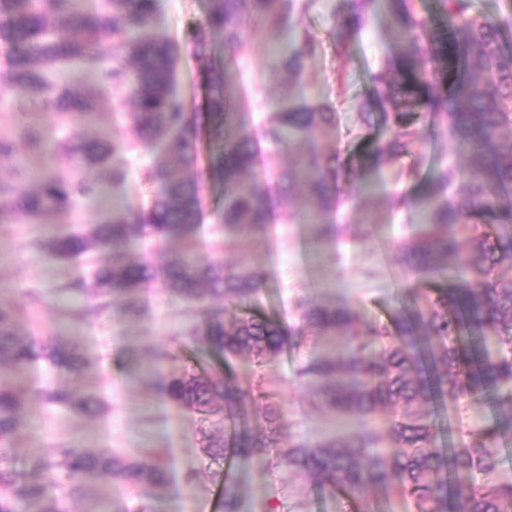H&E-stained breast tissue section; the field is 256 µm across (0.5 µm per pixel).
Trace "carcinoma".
Returning <instances> with one entry per match:
<instances>
[{
    "instance_id": "carcinoma-1",
    "label": "carcinoma",
    "mask_w": 512,
    "mask_h": 512,
    "mask_svg": "<svg viewBox=\"0 0 512 512\" xmlns=\"http://www.w3.org/2000/svg\"><path fill=\"white\" fill-rule=\"evenodd\" d=\"M495 17L472 11L473 0H440L448 40L433 31L414 0H339L329 16L330 32L341 55L370 23L383 18L403 49L406 77L433 81L422 95L400 84L379 98L384 123L392 133L372 150L367 169L404 154L427 149L417 126L423 121L448 132L456 154L468 159L465 196L452 193L460 171L450 162L435 172L428 189L402 195L397 205L417 217L412 238L403 244V262L414 274L444 276L437 296L425 294L399 310L393 326L362 324L346 303H299L301 320L320 336L339 338L329 354H315L296 372V380L315 388L321 402L344 418L358 420L351 432L334 433L309 444L282 445L283 421L271 394L256 397L239 382L206 369L173 370L162 390L171 403L206 420L224 416V437L203 446L213 462L237 458L250 465L270 456L289 471L320 486L348 494L372 489L384 500L411 497L419 512H512V479L498 477L503 434L512 432V277L498 273L512 261V52L503 49L502 29L512 24V0ZM305 0H209L206 18L187 31L186 46L202 62V82L210 91L205 117L190 111L175 91L181 45L152 32L158 0H0L8 22L0 38L13 52L0 67V96L25 90L33 105L51 111L62 124L96 111V100L114 88L138 141L154 149L143 174L162 190L148 203L115 207L87 232L56 235L41 245L47 258L78 260L92 250L117 248L134 239L156 246L150 258L96 266L65 290L92 297L85 314L100 316L119 305L136 318L142 292L163 282L175 298L197 305L205 298L252 304L264 285L263 273L249 265L229 266L212 254L202 259L195 237L203 222V191L224 186V204L215 229L238 242L268 233L281 219L307 224L313 241L336 238L342 166L336 154L302 145L336 128L337 110L328 101L294 95L293 85L315 79L309 64L318 53L315 35L301 25ZM273 31L286 48L270 76L288 75L276 108L251 129L239 81L238 49L247 31ZM223 50L216 52L215 41ZM76 65L97 78L83 92L62 79V66ZM422 100L425 111L409 112L403 100ZM217 148L201 164L200 130ZM45 149L44 129L34 123L0 136V158L8 159L15 141ZM295 155L293 165L273 169L270 149ZM118 148L105 139H83L56 150L57 162L97 167L114 185L128 172L116 160ZM305 191L299 210L282 211L287 197ZM100 193L97 182L43 170L38 189L28 190L26 175L0 184V221L16 215L44 219ZM495 213L492 230H479L477 217ZM182 244L169 247L172 239ZM202 322L190 336L204 355L226 360L246 355L258 367L276 360L299 329L242 315L227 321L202 308ZM38 361L64 369L68 386L26 387L16 378ZM88 357L63 336L22 332L17 310L0 306V455L6 456L31 397L85 415L97 414L101 399L85 384ZM498 393V412L490 423L466 431L460 448L438 447L429 404L437 397L470 402L488 388ZM259 415L263 437L253 439L250 422ZM33 479L0 465V512H69V503L85 497L88 484L109 481L140 488H162L168 471L156 452L125 456L110 448L90 451L76 443L30 457ZM222 480L223 512H242L243 497L234 474Z\"/></svg>"
}]
</instances>
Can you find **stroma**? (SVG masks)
<instances>
[{
  "label": "stroma",
  "instance_id": "1",
  "mask_svg": "<svg viewBox=\"0 0 512 512\" xmlns=\"http://www.w3.org/2000/svg\"><path fill=\"white\" fill-rule=\"evenodd\" d=\"M334 2L310 0L301 18L319 43L312 63L316 80L304 84L301 92L337 107L336 130L319 138L318 144L334 150L345 163L350 157H362L382 136L378 129L359 137L349 134L355 115L353 103L358 98L369 99V72L385 66L401 50L390 41L384 22L377 20L353 40L345 56H337L329 25ZM207 7L208 0H160L154 28L174 41L184 42L188 26L203 20ZM276 43L268 33L259 38L249 36L238 50L240 79L249 92L247 124H256L273 111L281 94L269 76L277 59ZM340 71L347 77L343 88L336 82ZM176 89L192 110L204 111L201 64L190 53H183L180 58ZM22 99L18 92L0 99V134L37 122L54 144L74 132L90 138H113L127 145L123 157L129 176L124 185L115 187L100 170L61 167L64 176L102 182L101 196L42 221L18 216L10 223H0V305L19 309L25 330L66 337L87 351L92 359L89 379L101 393L103 403L96 416L87 417L31 399L24 423L12 438L6 463L17 471H26L32 452L48 451L70 440L86 448H109L129 456L161 448L166 452L169 472L165 487L142 490L98 482L89 486V497L110 502L112 512H217L220 484L212 474L219 466L206 458L201 448L206 437L223 436L224 424L218 420L201 421L163 397L158 386L160 377L172 369L186 367L187 362L182 358L160 363L155 360L159 349L170 347L172 337H187L198 324L194 308L172 297L157 282L147 288L138 318H126L116 307L99 318L82 316L81 310L90 305V298L73 297L64 286L85 273L86 265L81 261L50 260L36 246L37 241L53 235L89 229L98 222L102 210L159 192V185L140 184L141 172L151 162L153 151L136 144L133 129L123 123L119 90H112L98 103L91 122L75 123L68 130L60 129L48 111L23 104ZM420 132L430 145L427 160L418 164L407 155L383 164L381 171L368 172L366 180L371 188L359 207L347 209L335 243L313 246L309 226L280 224L272 234L253 235L248 243L220 249L227 263L247 262L264 269L266 286L254 306L256 314L269 317L284 328L302 331L265 369H255L244 355L224 367L225 374L243 386L260 383L274 391V403L286 430L297 439L318 442L337 425L335 414L320 405L313 388L295 380L300 364L328 344L326 338L313 337L311 329L303 328L295 307L297 299L307 297L318 304L336 305L346 301L361 321L385 324L413 291L422 292L436 285L432 279H416L402 264L399 247L410 237L411 220L406 211L394 205L400 194L421 193L433 169L452 156L447 139L436 127L424 125ZM366 220L375 222L376 232L373 238L363 240L358 225ZM30 288L40 289L44 296L43 304L34 309L25 298ZM495 414L496 407L487 398L461 405L446 402L439 406L436 417L439 424L464 427L492 421ZM227 467L241 478L244 512H353L350 497L314 487L303 477L288 473L276 459L241 467L231 461ZM190 469L198 472L192 486L183 479Z\"/></svg>",
  "mask_w": 512,
  "mask_h": 512
}]
</instances>
